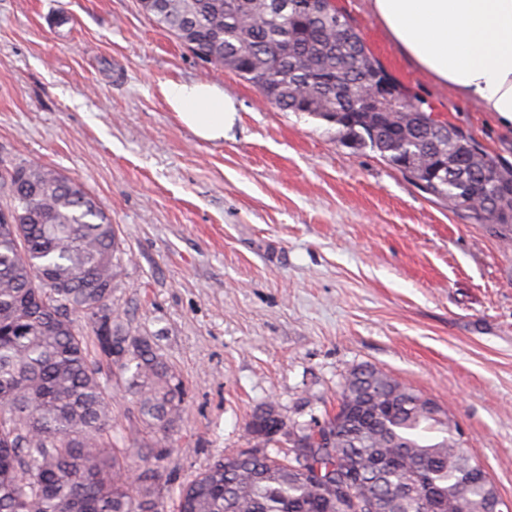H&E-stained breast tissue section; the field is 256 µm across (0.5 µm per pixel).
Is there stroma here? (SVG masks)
I'll return each mask as SVG.
<instances>
[{"label":"stroma","mask_w":512,"mask_h":512,"mask_svg":"<svg viewBox=\"0 0 512 512\" xmlns=\"http://www.w3.org/2000/svg\"><path fill=\"white\" fill-rule=\"evenodd\" d=\"M384 67L440 120L512 163V127L419 72L369 0H333ZM234 99L206 141L170 84ZM73 177L126 250L112 301L183 380V419L154 480L161 512L229 452L252 414H334L359 365L447 409L468 454L512 505V240L409 183L336 125L279 111L199 60L137 0H0V164ZM112 424L155 437L112 389Z\"/></svg>","instance_id":"35a3bbf8"}]
</instances>
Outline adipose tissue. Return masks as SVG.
Wrapping results in <instances>:
<instances>
[{
    "instance_id": "adipose-tissue-1",
    "label": "adipose tissue",
    "mask_w": 512,
    "mask_h": 512,
    "mask_svg": "<svg viewBox=\"0 0 512 512\" xmlns=\"http://www.w3.org/2000/svg\"><path fill=\"white\" fill-rule=\"evenodd\" d=\"M394 43L423 71L512 126V0H371ZM179 120L218 140L235 119L234 101L208 83L166 87Z\"/></svg>"
}]
</instances>
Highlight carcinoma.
<instances>
[{
  "label": "carcinoma",
  "instance_id": "carcinoma-1",
  "mask_svg": "<svg viewBox=\"0 0 512 512\" xmlns=\"http://www.w3.org/2000/svg\"><path fill=\"white\" fill-rule=\"evenodd\" d=\"M307 0H138L157 27L194 54L227 67L284 112L339 126L392 168L417 169L423 189L479 223L470 207L491 199L495 224L512 227V165L475 146L461 155L437 137L439 122L372 55L334 5L321 16ZM0 512H159L154 467L182 420L184 387L151 337L112 307L125 255L111 217L78 180L39 164L0 172ZM97 339L90 356L77 318ZM115 367L142 422L159 436L112 434ZM285 421L277 406L246 425L250 452L227 454L180 487L177 512H493L497 491L463 451L448 411L382 370L345 377L328 418ZM124 443L119 447L118 443ZM143 474L128 481L130 458Z\"/></svg>",
  "mask_w": 512,
  "mask_h": 512
}]
</instances>
